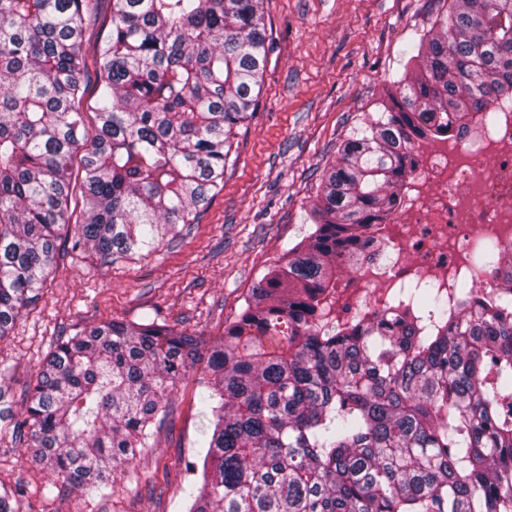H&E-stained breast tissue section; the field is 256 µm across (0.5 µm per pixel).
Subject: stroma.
Returning <instances> with one entry per match:
<instances>
[{"label": "stroma", "instance_id": "stroma-1", "mask_svg": "<svg viewBox=\"0 0 512 512\" xmlns=\"http://www.w3.org/2000/svg\"><path fill=\"white\" fill-rule=\"evenodd\" d=\"M438 8L439 0H264L272 50L220 188L195 223L178 225L147 256L105 264L61 234L58 270L0 338V385L14 414L58 336L87 326L149 317L202 337L210 350L267 268L313 231L307 210L320 175L352 129L376 114ZM207 423L187 377L150 448L91 496L60 487L0 423V487L17 490L18 512H188Z\"/></svg>", "mask_w": 512, "mask_h": 512}]
</instances>
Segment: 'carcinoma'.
Listing matches in <instances>:
<instances>
[{"instance_id": "carcinoma-1", "label": "carcinoma", "mask_w": 512, "mask_h": 512, "mask_svg": "<svg viewBox=\"0 0 512 512\" xmlns=\"http://www.w3.org/2000/svg\"><path fill=\"white\" fill-rule=\"evenodd\" d=\"M98 0H0V338L72 247L156 251L196 221L251 118L268 53L263 0H112L85 105V20ZM377 117L340 144L315 230L252 288L209 353L155 320L60 337L18 420L63 486L90 494L150 446L192 371L209 425L188 512H512V283L456 307L433 285L326 320L338 273L385 237L411 144L512 98V0H445ZM93 115L94 131L85 114ZM81 154V177L73 158ZM485 265L512 263L484 242Z\"/></svg>"}]
</instances>
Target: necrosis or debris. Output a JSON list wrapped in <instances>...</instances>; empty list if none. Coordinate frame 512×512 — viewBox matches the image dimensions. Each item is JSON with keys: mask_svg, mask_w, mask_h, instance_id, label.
Listing matches in <instances>:
<instances>
[{"mask_svg": "<svg viewBox=\"0 0 512 512\" xmlns=\"http://www.w3.org/2000/svg\"><path fill=\"white\" fill-rule=\"evenodd\" d=\"M414 171L389 223L388 257L364 248L332 301L337 323L359 309H380L395 288L420 280L443 289L468 279L479 295L512 281V264L476 263L478 245L512 251V101L493 123L472 117L465 127L415 141Z\"/></svg>", "mask_w": 512, "mask_h": 512, "instance_id": "necrosis-or-debris-1", "label": "necrosis or debris"}]
</instances>
